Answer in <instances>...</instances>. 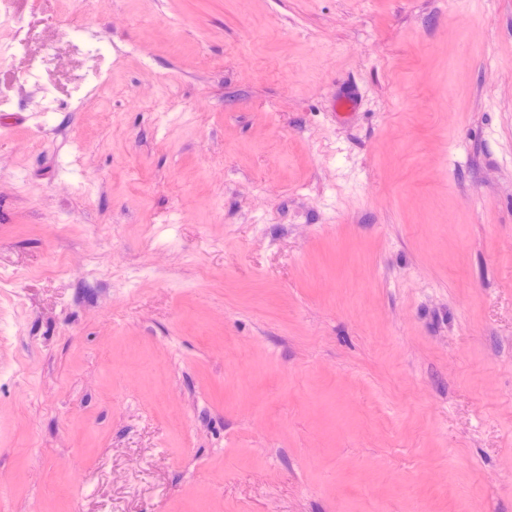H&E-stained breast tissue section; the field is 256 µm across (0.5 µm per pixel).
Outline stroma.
I'll use <instances>...</instances> for the list:
<instances>
[{"instance_id": "35a3bbf8", "label": "stroma", "mask_w": 512, "mask_h": 512, "mask_svg": "<svg viewBox=\"0 0 512 512\" xmlns=\"http://www.w3.org/2000/svg\"><path fill=\"white\" fill-rule=\"evenodd\" d=\"M12 15L0 512H512V0Z\"/></svg>"}]
</instances>
